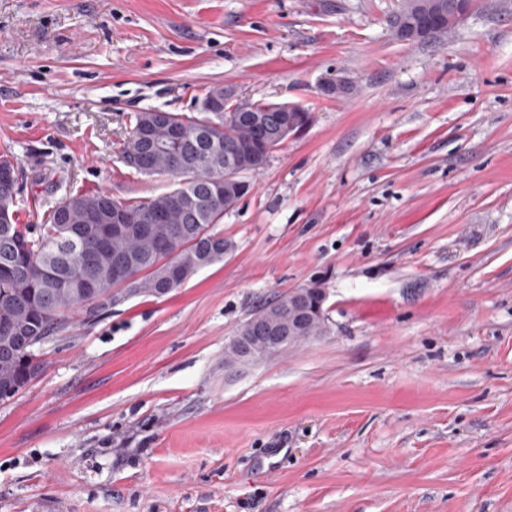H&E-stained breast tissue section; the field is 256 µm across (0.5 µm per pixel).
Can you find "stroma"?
<instances>
[{
  "instance_id": "35a3bbf8",
  "label": "stroma",
  "mask_w": 512,
  "mask_h": 512,
  "mask_svg": "<svg viewBox=\"0 0 512 512\" xmlns=\"http://www.w3.org/2000/svg\"><path fill=\"white\" fill-rule=\"evenodd\" d=\"M401 5L0 0L20 223L169 191L124 161L132 113L220 84L311 114L223 261L41 346L0 399V512H512V0L415 43ZM311 285L328 333L225 376L239 325Z\"/></svg>"
}]
</instances>
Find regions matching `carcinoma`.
<instances>
[{"mask_svg": "<svg viewBox=\"0 0 512 512\" xmlns=\"http://www.w3.org/2000/svg\"><path fill=\"white\" fill-rule=\"evenodd\" d=\"M448 0H405L393 22L397 39L403 27L428 18L429 39L452 34L457 24L447 21ZM233 112L190 115L173 112L160 119L146 110L130 117L131 140L123 151L130 167L147 176L170 177L177 187L144 200L122 202L105 192L69 196L45 213L41 224H0V379L25 388L40 368L36 355H25L15 333L54 336L67 328L66 317L84 310L94 319L112 307L108 293L119 288L143 296H163L181 287L200 269L224 259V236L215 226L246 193L226 190L224 147L238 146L249 172H257L284 140H274L269 128L288 121L286 112H269V103L235 102ZM264 114L267 126H257L250 114ZM180 132L173 139L172 129ZM148 131L152 147L139 148ZM19 185L0 184V208L16 213ZM116 205L130 217L122 231L104 234L107 207ZM23 237L28 253L17 257L14 240ZM288 291L271 304L266 330L288 335L292 310Z\"/></svg>", "mask_w": 512, "mask_h": 512, "instance_id": "carcinoma-1", "label": "carcinoma"}]
</instances>
